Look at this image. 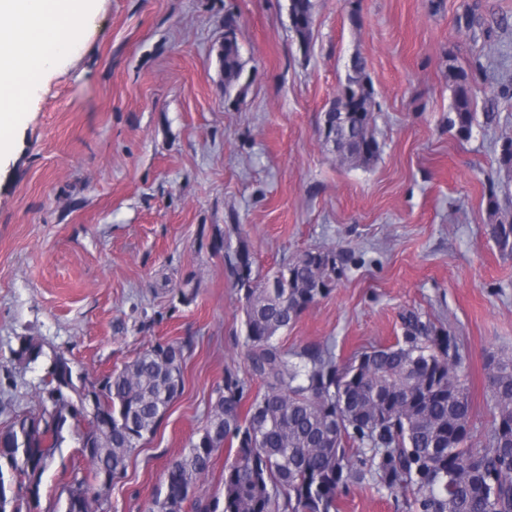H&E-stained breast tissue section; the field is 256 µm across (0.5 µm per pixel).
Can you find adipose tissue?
Instances as JSON below:
<instances>
[{"label": "adipose tissue", "instance_id": "adipose-tissue-1", "mask_svg": "<svg viewBox=\"0 0 512 512\" xmlns=\"http://www.w3.org/2000/svg\"><path fill=\"white\" fill-rule=\"evenodd\" d=\"M97 0H0V90L31 93L33 80L72 55Z\"/></svg>", "mask_w": 512, "mask_h": 512}]
</instances>
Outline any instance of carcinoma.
Returning a JSON list of instances; mask_svg holds the SVG:
<instances>
[{"instance_id": "1", "label": "carcinoma", "mask_w": 512, "mask_h": 512, "mask_svg": "<svg viewBox=\"0 0 512 512\" xmlns=\"http://www.w3.org/2000/svg\"><path fill=\"white\" fill-rule=\"evenodd\" d=\"M292 28L309 43L310 0H289ZM224 92L238 81L242 63L236 39L219 51ZM454 101L448 131L470 137L476 121L470 77L448 58ZM339 159L364 166L379 155L374 135L373 92L359 55L336 97ZM498 163L512 171V135L501 137ZM488 233L500 251L512 255V216L488 199ZM243 291L250 370L264 391L244 404L247 386L227 373L217 387L210 414L224 418V431L203 428L197 441L167 467L164 490L155 500L169 512H336L339 492L351 483L408 493L409 512H512V354L493 353L488 381L494 403L488 442H470L472 402L462 378L460 348L449 332L410 312L403 317V342L373 347L344 364L331 352L305 347L289 352L276 342L314 304L311 284L335 281L336 254L310 250L263 278L253 274L247 251L233 263ZM182 346L157 343L119 372L100 380L95 412L70 414L85 400L86 377L66 363L49 365L40 395L48 417L37 424L14 419L0 431V512H38L42 477L66 434L78 432L89 474L73 473L51 512H72L75 500L89 502L95 479L124 473L127 458L164 414L159 404L176 395ZM42 347L21 341L20 360H37ZM235 448L224 465L223 498L196 494L215 455Z\"/></svg>"}]
</instances>
